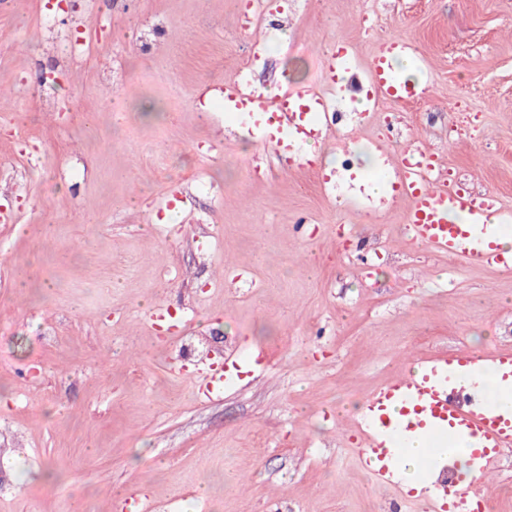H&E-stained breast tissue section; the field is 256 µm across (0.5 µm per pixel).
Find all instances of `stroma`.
<instances>
[{"label":"stroma","instance_id":"1","mask_svg":"<svg viewBox=\"0 0 512 512\" xmlns=\"http://www.w3.org/2000/svg\"><path fill=\"white\" fill-rule=\"evenodd\" d=\"M255 8H0V512H424L362 465L358 405L408 361L512 348V272L354 207L338 163L388 193L414 143L512 209V0H376L371 33L365 0H274L259 49ZM389 36L427 60L425 98H341L292 160L200 98L240 69L316 87L327 50L363 64ZM472 486L512 512V447ZM225 372V364L219 368L211 367L209 372L204 375L203 381L198 387L199 394L210 398L213 394L222 392L227 379Z\"/></svg>","mask_w":512,"mask_h":512}]
</instances>
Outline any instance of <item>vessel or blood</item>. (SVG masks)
<instances>
[{
	"instance_id": "b4317fda",
	"label": "vessel or blood",
	"mask_w": 512,
	"mask_h": 512,
	"mask_svg": "<svg viewBox=\"0 0 512 512\" xmlns=\"http://www.w3.org/2000/svg\"><path fill=\"white\" fill-rule=\"evenodd\" d=\"M413 44L401 37L382 41L366 66L375 99L392 103L422 100L425 86L399 78L393 61L416 57ZM353 63L346 51L327 55L323 82L335 88L342 72ZM225 111L257 118L260 139L276 153L293 152L322 129L332 105L325 92L294 87L268 96L255 91L245 72L227 77L223 88ZM394 190L408 198L405 228L409 236L431 251L488 268L511 271L512 253L498 244L501 231L512 226V210L501 206L494 193L475 194L450 183L440 158L416 147L396 156ZM512 378V351L490 350L480 354L443 352L406 370L367 397L359 428L364 446L363 466L382 485L399 487L402 448L415 438L429 446L453 448L461 441L478 448L491 461L499 448L512 447V411L487 401L482 386L485 375ZM466 512H484L487 503L479 492L462 486L455 476L442 479Z\"/></svg>"
}]
</instances>
